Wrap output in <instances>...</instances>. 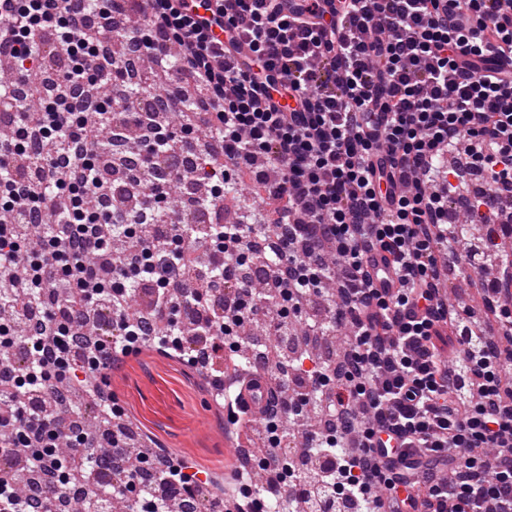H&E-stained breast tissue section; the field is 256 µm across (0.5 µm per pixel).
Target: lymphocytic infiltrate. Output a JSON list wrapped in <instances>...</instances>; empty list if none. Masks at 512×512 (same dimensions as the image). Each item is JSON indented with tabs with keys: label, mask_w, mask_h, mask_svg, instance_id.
Listing matches in <instances>:
<instances>
[{
	"label": "lymphocytic infiltrate",
	"mask_w": 512,
	"mask_h": 512,
	"mask_svg": "<svg viewBox=\"0 0 512 512\" xmlns=\"http://www.w3.org/2000/svg\"><path fill=\"white\" fill-rule=\"evenodd\" d=\"M512 0H0V54L16 74L0 96L16 105L0 138V272H14L0 303V354L23 350V366L0 361V453L44 474L43 494L18 490L0 472V512H43L45 492L64 489L84 457L77 413L55 394L79 386L124 408L91 384L95 369L154 343L224 389V353L240 374L266 368L283 394L261 422L267 482L307 512H512V263L497 275L464 267L449 243L448 198L465 183L443 168L464 151L489 188L469 217L496 215L512 190ZM122 28L127 49L113 60L95 29ZM60 53L42 67L41 38ZM207 90L206 117L218 144L192 130L151 122L176 111L171 91H148L124 115L140 133L125 173L145 191L132 209L114 205L121 186L96 157L110 124L90 87L138 83L141 60ZM204 195L166 201L184 173ZM261 187L257 211L284 201L272 223L224 218V190L241 174ZM60 213L30 246L27 233ZM467 269L498 307L497 333L469 309L448 306L449 270ZM339 278L323 317L347 328L338 361L291 373L280 350L253 363L246 326L277 340L324 285ZM66 294L61 309L49 289ZM112 314L110 340L75 361L72 342L90 313ZM308 467L295 473L294 459ZM106 487L95 505L143 497L123 431L97 459Z\"/></svg>",
	"instance_id": "lymphocytic-infiltrate-1"
}]
</instances>
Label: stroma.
Here are the masks:
<instances>
[{
    "label": "stroma",
    "instance_id": "stroma-1",
    "mask_svg": "<svg viewBox=\"0 0 512 512\" xmlns=\"http://www.w3.org/2000/svg\"><path fill=\"white\" fill-rule=\"evenodd\" d=\"M110 381L142 440L190 456L209 492L223 494L225 475L237 467L225 436L227 414L209 409L198 370L153 350L127 357Z\"/></svg>",
    "mask_w": 512,
    "mask_h": 512
}]
</instances>
